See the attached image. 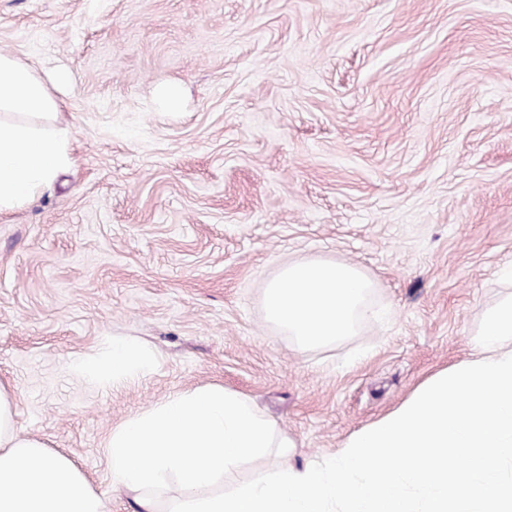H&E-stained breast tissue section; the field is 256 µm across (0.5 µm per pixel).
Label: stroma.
<instances>
[{
	"mask_svg": "<svg viewBox=\"0 0 512 512\" xmlns=\"http://www.w3.org/2000/svg\"><path fill=\"white\" fill-rule=\"evenodd\" d=\"M1 52L69 73L71 163L0 213V382L104 512H138L109 434L167 396L242 394L314 464L512 296V0H0ZM307 259L357 266L376 318L306 349L269 322ZM115 337L154 367L69 369Z\"/></svg>",
	"mask_w": 512,
	"mask_h": 512,
	"instance_id": "1",
	"label": "stroma"
}]
</instances>
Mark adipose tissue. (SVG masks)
Listing matches in <instances>:
<instances>
[{
  "label": "adipose tissue",
  "instance_id": "obj_1",
  "mask_svg": "<svg viewBox=\"0 0 512 512\" xmlns=\"http://www.w3.org/2000/svg\"><path fill=\"white\" fill-rule=\"evenodd\" d=\"M61 74L40 75L0 54V212L23 207L68 163L66 130L46 125L59 109L52 89ZM370 283L351 264L291 261L265 289L268 320L300 347L326 345L355 332L371 316ZM154 356L124 339L71 359L70 369L114 382L150 367ZM11 389L0 384V512H103L100 496L68 457L20 429Z\"/></svg>",
  "mask_w": 512,
  "mask_h": 512
}]
</instances>
